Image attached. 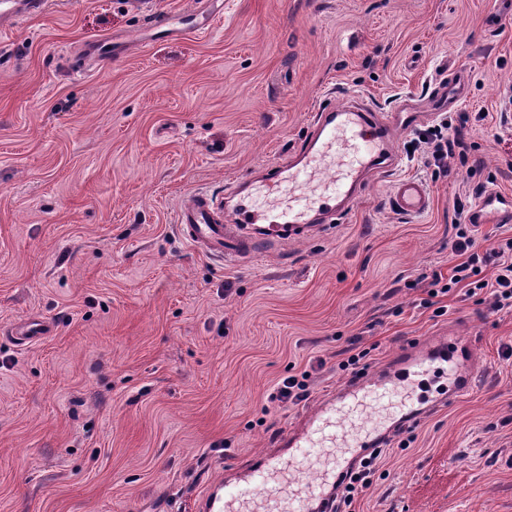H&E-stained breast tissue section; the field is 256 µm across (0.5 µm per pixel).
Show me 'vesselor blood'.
<instances>
[{"label":"vessel or blood","instance_id":"vessel-or-blood-1","mask_svg":"<svg viewBox=\"0 0 512 512\" xmlns=\"http://www.w3.org/2000/svg\"><path fill=\"white\" fill-rule=\"evenodd\" d=\"M50 0H0V29L8 30L18 12L43 14ZM419 121L407 110L379 112L360 97L346 105L318 109L310 137L288 160L269 169L262 186L267 196L287 197L275 207L245 195L232 223H225L220 201L204 192L190 194L177 211L184 240L196 251L237 262L254 257L261 241L326 224L352 207L371 175L391 174L401 161L393 147L397 132ZM389 202L402 215L427 213L432 197L424 181L393 180ZM474 223L512 222V197L485 193L472 212ZM443 363L451 388L449 397L469 392L475 382L467 338L455 328L428 341L411 339L385 363L343 382L334 393L303 413L276 440L277 450L257 455L245 467L230 469L221 484L203 498V512H328L341 476L392 431L417 423L421 411L413 384L416 378ZM338 441L336 458L324 462L315 480L297 484L293 467L323 459L328 440Z\"/></svg>","mask_w":512,"mask_h":512}]
</instances>
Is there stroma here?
<instances>
[{"label":"stroma","instance_id":"35a3bbf8","mask_svg":"<svg viewBox=\"0 0 512 512\" xmlns=\"http://www.w3.org/2000/svg\"><path fill=\"white\" fill-rule=\"evenodd\" d=\"M170 19L166 31L153 20ZM452 71L457 108L436 115ZM408 104L420 129L477 123L471 168L403 159L433 206L393 212L391 178L327 227L223 263L179 234L180 201L287 161L323 102ZM512 195L506 0H59L0 33V512H200L228 466L347 379L455 326L479 378L392 440L355 512H512V312L419 279L460 258L455 198ZM50 323L19 345L14 330ZM309 371L297 404L268 398Z\"/></svg>","mask_w":512,"mask_h":512}]
</instances>
